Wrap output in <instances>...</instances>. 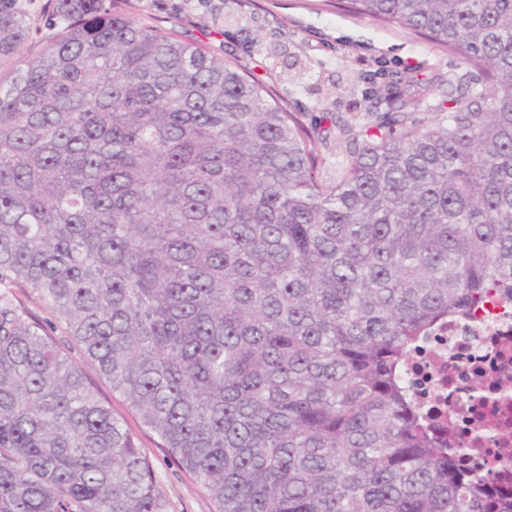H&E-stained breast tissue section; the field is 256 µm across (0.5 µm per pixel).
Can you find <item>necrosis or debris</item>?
I'll return each mask as SVG.
<instances>
[{
  "instance_id": "obj_1",
  "label": "necrosis or debris",
  "mask_w": 512,
  "mask_h": 512,
  "mask_svg": "<svg viewBox=\"0 0 512 512\" xmlns=\"http://www.w3.org/2000/svg\"><path fill=\"white\" fill-rule=\"evenodd\" d=\"M404 377L418 404L447 433L448 450L486 474L491 491L512 489V301L489 298L434 325Z\"/></svg>"
}]
</instances>
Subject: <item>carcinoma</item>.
I'll return each instance as SVG.
<instances>
[{
	"label": "carcinoma",
	"mask_w": 512,
	"mask_h": 512,
	"mask_svg": "<svg viewBox=\"0 0 512 512\" xmlns=\"http://www.w3.org/2000/svg\"><path fill=\"white\" fill-rule=\"evenodd\" d=\"M5 2L1 58L29 35ZM50 2L52 44L0 82V283L216 512H512L400 376L434 323L512 300V0H348L455 53L474 99L366 127L329 180L319 125L231 60ZM0 512H169L82 367L3 296ZM0 295H7L17 305L26 307L41 324L51 327L58 345L67 349L69 355L82 365L86 376L96 385L101 397L112 407V412L125 421L141 452L153 464L159 488L169 502V511L215 512L214 503L206 492L176 461L159 448L157 438L142 427L138 415L119 394L112 392V384L98 372L95 365L83 359L80 347L72 342L60 327L53 326L51 313L38 301L27 298L22 289L15 285H0Z\"/></svg>",
	"instance_id": "obj_1"
}]
</instances>
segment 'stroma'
<instances>
[{"label": "stroma", "mask_w": 512, "mask_h": 512, "mask_svg": "<svg viewBox=\"0 0 512 512\" xmlns=\"http://www.w3.org/2000/svg\"><path fill=\"white\" fill-rule=\"evenodd\" d=\"M31 29L28 40L12 57L0 59V81L48 48L55 27L47 0H15ZM114 6L163 28H175L185 39L237 63L274 90L288 110L327 132L319 146L326 176L345 162L351 138L343 127L387 122L396 108L374 95L380 69L388 67L408 79L406 110L420 123L436 115L443 88L465 103L469 95L458 78L460 60L424 38L400 28L348 12L341 0H115ZM53 337L69 355L81 361L113 413L122 418L141 452L153 464L159 488L170 512H215L213 501L176 461L159 448L155 436L142 427L138 415L112 391L95 365L84 361L79 346L59 328Z\"/></svg>", "instance_id": "stroma-1"}]
</instances>
